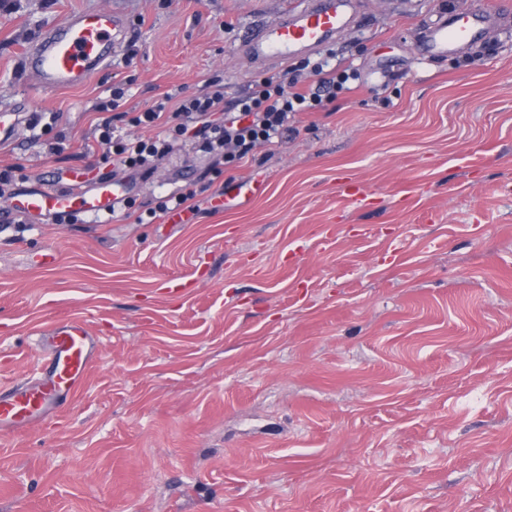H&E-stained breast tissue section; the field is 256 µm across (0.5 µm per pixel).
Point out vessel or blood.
<instances>
[{"label": "vessel or blood", "instance_id": "1", "mask_svg": "<svg viewBox=\"0 0 512 512\" xmlns=\"http://www.w3.org/2000/svg\"><path fill=\"white\" fill-rule=\"evenodd\" d=\"M500 16V11L485 8L441 15L421 31L423 57L434 60L457 54ZM354 20L353 0H299L277 22L260 26L240 40L238 48L253 60L285 63L321 49ZM130 39L127 16L106 7L76 12L48 24L25 51L31 87L49 91L83 86L109 68L113 56L123 52ZM31 119L25 102L1 114L0 147L13 144ZM127 192L124 181L111 178L88 185L76 173L66 182L52 178L18 188L0 215H27L50 222L76 211L98 218L111 214ZM40 344L44 362L39 377L0 390V434L38 424L63 410L98 353L96 336L80 319L52 323Z\"/></svg>", "mask_w": 512, "mask_h": 512}]
</instances>
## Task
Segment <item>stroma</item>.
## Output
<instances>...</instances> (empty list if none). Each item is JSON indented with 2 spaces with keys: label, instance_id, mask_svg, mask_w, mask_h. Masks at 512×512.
Instances as JSON below:
<instances>
[{
  "label": "stroma",
  "instance_id": "obj_1",
  "mask_svg": "<svg viewBox=\"0 0 512 512\" xmlns=\"http://www.w3.org/2000/svg\"><path fill=\"white\" fill-rule=\"evenodd\" d=\"M358 2L328 47L355 91L276 149L225 165L185 147L131 185L139 212L194 192L191 223L0 221V386L38 373L60 318L100 341L63 413L0 435V512H512V21L428 62L421 24L499 0ZM295 3L0 0V109L50 120L0 170L108 177L97 103L218 80L232 106L274 72L240 35ZM101 7L130 20L128 53L32 95L24 49ZM236 182L262 189L214 205Z\"/></svg>",
  "mask_w": 512,
  "mask_h": 512
}]
</instances>
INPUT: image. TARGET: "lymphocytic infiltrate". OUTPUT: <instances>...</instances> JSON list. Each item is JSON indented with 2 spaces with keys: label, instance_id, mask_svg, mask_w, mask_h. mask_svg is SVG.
Returning a JSON list of instances; mask_svg holds the SVG:
<instances>
[{
  "label": "lymphocytic infiltrate",
  "instance_id": "f902f5d3",
  "mask_svg": "<svg viewBox=\"0 0 512 512\" xmlns=\"http://www.w3.org/2000/svg\"><path fill=\"white\" fill-rule=\"evenodd\" d=\"M358 74L332 65L330 58L301 62L290 76H266L235 103L234 112L224 109V88L215 86L204 95L179 98L173 109L164 105L122 119L132 127H149L151 137L120 134L105 121L98 126V143L104 159L118 169L152 173L157 162L179 145L186 133H194L201 151L234 164L256 146L287 142L296 132L298 114L324 109L338 95L350 92Z\"/></svg>",
  "mask_w": 512,
  "mask_h": 512
}]
</instances>
